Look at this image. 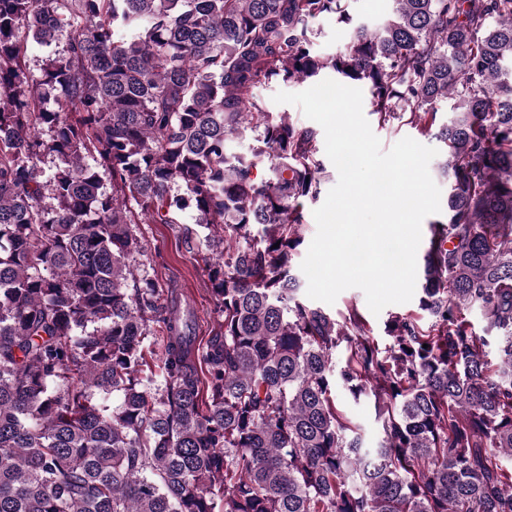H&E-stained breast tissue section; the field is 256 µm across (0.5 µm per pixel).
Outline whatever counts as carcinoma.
Listing matches in <instances>:
<instances>
[{
  "mask_svg": "<svg viewBox=\"0 0 512 512\" xmlns=\"http://www.w3.org/2000/svg\"><path fill=\"white\" fill-rule=\"evenodd\" d=\"M350 2L0 0V512H512V0H391L376 28ZM66 13L85 26L31 74L20 28L49 46ZM329 15L348 41L319 53ZM324 72L447 149L418 312L383 347L299 297L319 133L256 88ZM185 211L204 344L138 274L133 225ZM338 386L374 400L376 446Z\"/></svg>",
  "mask_w": 512,
  "mask_h": 512,
  "instance_id": "carcinoma-1",
  "label": "carcinoma"
}]
</instances>
